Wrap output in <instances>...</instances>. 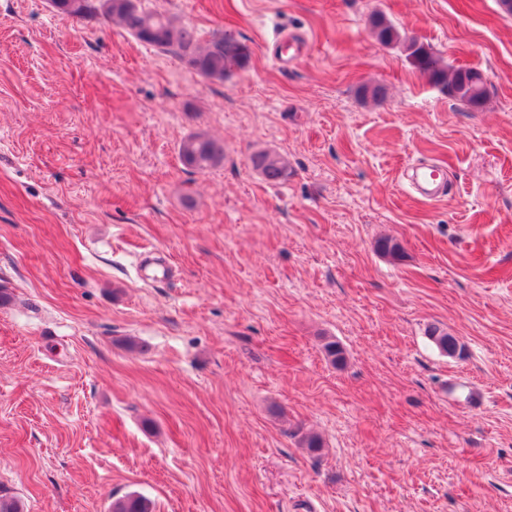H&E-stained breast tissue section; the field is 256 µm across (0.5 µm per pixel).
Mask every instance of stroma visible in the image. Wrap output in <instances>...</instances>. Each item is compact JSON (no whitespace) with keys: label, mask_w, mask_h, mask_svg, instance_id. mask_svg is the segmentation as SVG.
I'll list each match as a JSON object with an SVG mask.
<instances>
[{"label":"stroma","mask_w":512,"mask_h":512,"mask_svg":"<svg viewBox=\"0 0 512 512\" xmlns=\"http://www.w3.org/2000/svg\"><path fill=\"white\" fill-rule=\"evenodd\" d=\"M142 4L230 35L246 67L209 81L103 17L0 0V493L25 512L130 493L153 512H512V14ZM377 12L481 70L484 107L378 42ZM282 28L308 41L286 71ZM197 131L222 165L183 166ZM263 150L287 180L254 169ZM419 163L447 167L446 197L410 187ZM268 152L258 151L252 155V164L256 170L260 172L263 178L272 183H280L288 178V163H279L273 160H280L281 158L275 153H271L269 159ZM428 338L449 357H460L462 355V347L458 340L451 336L448 332L437 326H430L427 330Z\"/></svg>","instance_id":"stroma-1"}]
</instances>
